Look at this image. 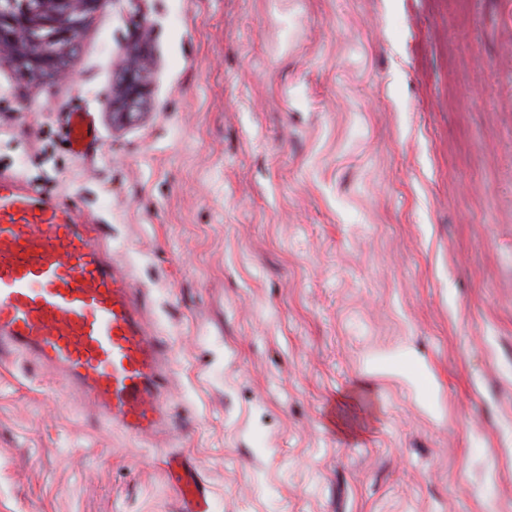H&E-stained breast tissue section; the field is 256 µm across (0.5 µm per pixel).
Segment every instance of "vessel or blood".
<instances>
[{
    "label": "vessel or blood",
    "mask_w": 512,
    "mask_h": 512,
    "mask_svg": "<svg viewBox=\"0 0 512 512\" xmlns=\"http://www.w3.org/2000/svg\"><path fill=\"white\" fill-rule=\"evenodd\" d=\"M82 155L99 143L90 112H70ZM33 352L133 437L171 423L160 382L168 357L144 322L134 284L113 266L93 219L42 188L0 174V349ZM182 512H209L191 469L175 478Z\"/></svg>",
    "instance_id": "vessel-or-blood-1"
}]
</instances>
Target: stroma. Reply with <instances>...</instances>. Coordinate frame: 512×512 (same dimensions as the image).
<instances>
[{"label":"stroma","mask_w":512,"mask_h":512,"mask_svg":"<svg viewBox=\"0 0 512 512\" xmlns=\"http://www.w3.org/2000/svg\"><path fill=\"white\" fill-rule=\"evenodd\" d=\"M0 170L100 221L172 416L0 356V512H181L174 451L209 512H512V0H104L65 77L0 55ZM132 53L123 61L120 88L112 99L113 122L123 123L139 112L148 95L149 44L143 31L134 35ZM67 137L76 155H83L98 145L99 133L90 112L82 109L70 112Z\"/></svg>","instance_id":"35a3bbf8"}]
</instances>
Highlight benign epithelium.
Returning a JSON list of instances; mask_svg holds the SVG:
<instances>
[{"label":"benign epithelium","instance_id":"1","mask_svg":"<svg viewBox=\"0 0 512 512\" xmlns=\"http://www.w3.org/2000/svg\"><path fill=\"white\" fill-rule=\"evenodd\" d=\"M103 0H51L42 17L36 11L0 10V52L29 78H56L65 73L75 49V33L85 27ZM132 53L123 61L120 88L112 99V119L123 123L140 111L148 95L149 44L139 31Z\"/></svg>","mask_w":512,"mask_h":512}]
</instances>
